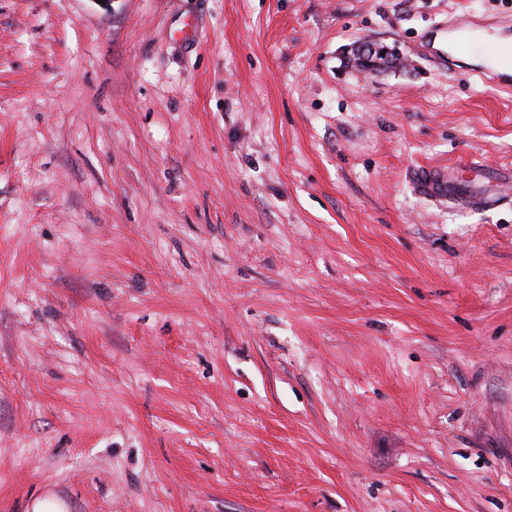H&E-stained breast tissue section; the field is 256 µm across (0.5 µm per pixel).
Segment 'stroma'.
<instances>
[{
    "mask_svg": "<svg viewBox=\"0 0 512 512\" xmlns=\"http://www.w3.org/2000/svg\"><path fill=\"white\" fill-rule=\"evenodd\" d=\"M488 16L0 0V512H512V190L415 184L512 167ZM421 189L428 195L436 198L448 196V200H460L471 208H484L491 204L487 197L471 193H462L454 173L448 170H424L419 178Z\"/></svg>",
    "mask_w": 512,
    "mask_h": 512,
    "instance_id": "stroma-1",
    "label": "stroma"
}]
</instances>
